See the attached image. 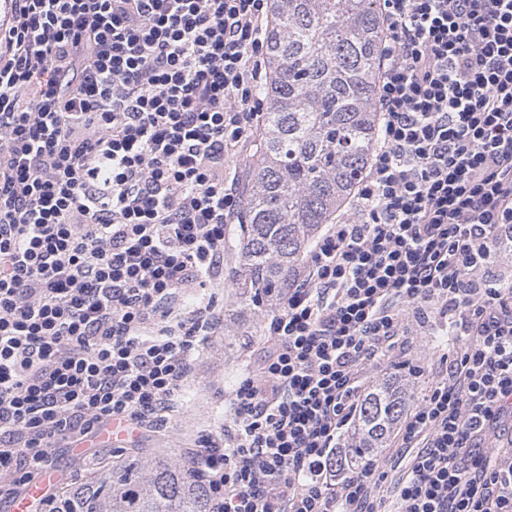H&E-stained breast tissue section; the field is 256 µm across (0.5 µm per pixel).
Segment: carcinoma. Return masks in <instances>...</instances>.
<instances>
[{
    "label": "carcinoma",
    "mask_w": 512,
    "mask_h": 512,
    "mask_svg": "<svg viewBox=\"0 0 512 512\" xmlns=\"http://www.w3.org/2000/svg\"><path fill=\"white\" fill-rule=\"evenodd\" d=\"M268 78L256 150L239 177L238 224L229 228L241 302L275 311L313 241L354 196L378 140L375 90L386 25L380 0H270ZM413 394L379 383L359 394L347 446L333 463L360 467L384 447ZM184 458L99 460L63 483L41 512H206Z\"/></svg>",
    "instance_id": "cac0c4a2"
}]
</instances>
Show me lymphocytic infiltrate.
<instances>
[{"label": "lymphocytic infiltrate", "mask_w": 512, "mask_h": 512, "mask_svg": "<svg viewBox=\"0 0 512 512\" xmlns=\"http://www.w3.org/2000/svg\"><path fill=\"white\" fill-rule=\"evenodd\" d=\"M0 23V478L58 438L157 426L224 324L242 198L225 161L265 109L269 0H9ZM379 137L187 462L207 512H379L376 461L331 470L400 309L466 336L404 415L395 512H512V0H382ZM204 289L196 308L177 302Z\"/></svg>", "instance_id": "1"}]
</instances>
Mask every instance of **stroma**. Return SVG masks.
Instances as JSON below:
<instances>
[{
	"instance_id": "35a3bbf8",
	"label": "stroma",
	"mask_w": 512,
	"mask_h": 512,
	"mask_svg": "<svg viewBox=\"0 0 512 512\" xmlns=\"http://www.w3.org/2000/svg\"><path fill=\"white\" fill-rule=\"evenodd\" d=\"M238 261L234 250L224 252V266L212 276L217 303L228 315L224 329L210 337L196 356L195 374L174 403L166 421L152 432L134 431L122 441L101 442L98 432H91L80 442L58 440L52 450L53 468L59 482L78 478L92 459L125 453L130 448L147 452L160 449L178 457L185 449L197 447L203 435H220L225 425V401L240 373L260 360L264 342L266 313L242 304L229 286V270ZM405 329L390 359L368 366L365 386L382 382L408 383L415 399H422L433 382L444 375L445 359L454 348L442 340L447 324L434 306H426L423 316L405 311ZM421 356L419 371L404 364L403 355Z\"/></svg>"
}]
</instances>
